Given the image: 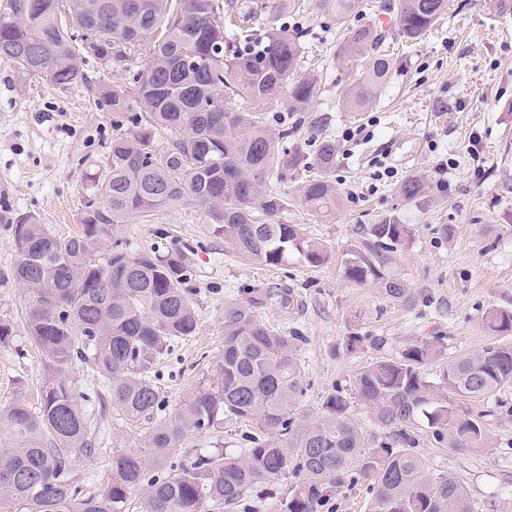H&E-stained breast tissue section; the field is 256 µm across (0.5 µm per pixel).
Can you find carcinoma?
Wrapping results in <instances>:
<instances>
[{"label":"carcinoma","mask_w":512,"mask_h":512,"mask_svg":"<svg viewBox=\"0 0 512 512\" xmlns=\"http://www.w3.org/2000/svg\"><path fill=\"white\" fill-rule=\"evenodd\" d=\"M304 7L301 0H9L0 13V58L55 86L85 80L88 57L107 68L141 58L130 85L101 93L117 134L105 177L89 187L81 232L57 235L30 214L14 227L13 277L27 290L25 330L41 351L45 376L39 410L23 398L0 408L8 432L0 440V506L123 512L129 490L145 485L141 512H210L215 504L247 512L254 488L290 475L283 512H323L357 486L369 495L367 512H473L458 479L427 469L414 428L424 423L443 447H483L482 422L465 402L512 386L511 344L448 360L436 386L423 366L444 357V337L421 340L398 358L364 367L352 397L338 390L319 418L302 422L295 412L299 337L260 314L270 293L241 288L246 298L224 300L216 379L167 415L158 365L198 329L191 265L182 250L132 254L103 241L109 224L191 200L224 241L255 262L276 267L297 255L318 267L330 260L326 246L282 219L290 182H301V204L314 214L328 216L341 203L331 178L336 142L300 137L321 80L299 73L307 34L288 30L282 19ZM314 7L340 30L336 59L348 74L341 107L366 112L402 72L391 44L421 40L448 0H387L380 8L393 17L388 29L364 21L363 0H315ZM278 101L288 110L272 119L268 107ZM160 130L180 133L163 154L154 148ZM396 194L416 208L428 202L417 175ZM411 233L395 211L361 225L360 241L342 263L345 279L413 306L415 289L390 271L392 254ZM487 325L512 333V311H491ZM77 362L92 367L127 421H154L146 439L153 453L112 456V483L98 495L83 492L73 476L74 458L98 452L85 396L66 378ZM353 399L379 435L367 436L353 419ZM226 424L238 429L240 451L216 448L180 460L169 473L158 468L187 433Z\"/></svg>","instance_id":"1"}]
</instances>
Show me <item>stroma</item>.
<instances>
[{"label":"stroma","instance_id":"stroma-1","mask_svg":"<svg viewBox=\"0 0 512 512\" xmlns=\"http://www.w3.org/2000/svg\"><path fill=\"white\" fill-rule=\"evenodd\" d=\"M285 23L313 34L323 92L306 114L303 133L320 127L335 138L334 177L343 205L320 217L295 201L284 218L330 248L332 261L319 267L295 256L278 267L248 261L188 200L106 228L107 241L125 242L134 253L157 245L182 248L194 269L190 286L198 303V332L175 348L158 381L171 413L213 379L224 352V301L243 287L290 289V306L272 302L263 314L303 338L298 410L311 420L321 416L330 394L350 388L354 375L377 359L398 356L429 336L444 337L452 358L479 352L497 340L486 325L487 314L512 310V0H448L434 29L403 46L404 76L360 116L337 102V85L346 75L335 57V24L312 7ZM85 75V81L60 88L0 59V321L17 325L9 342L0 345V406L21 396L38 407L43 375L41 356L19 326L26 292L12 277L13 226L19 215L32 212L57 233L78 232L87 181L102 173L113 136L112 114L100 107L98 87L130 79L124 69L104 68L92 59ZM412 173L433 191L426 210L406 206L395 194ZM392 209L412 226L392 266L419 294L411 308L392 303L373 286L352 285L341 270L359 225ZM444 224L452 225L451 237L440 234ZM353 332L383 344L366 342L348 352L343 339ZM67 378L98 414L99 451L77 457L73 466L77 484L98 493L112 479L113 455L143 451L151 423L133 427L116 409L102 407L90 369L73 365ZM467 407L482 418L484 448L439 447L420 423L418 451L429 470L463 481L474 512H486L491 499L512 495V387ZM220 446L238 450L234 431L191 433L179 455L167 457L161 468Z\"/></svg>","mask_w":512,"mask_h":512}]
</instances>
